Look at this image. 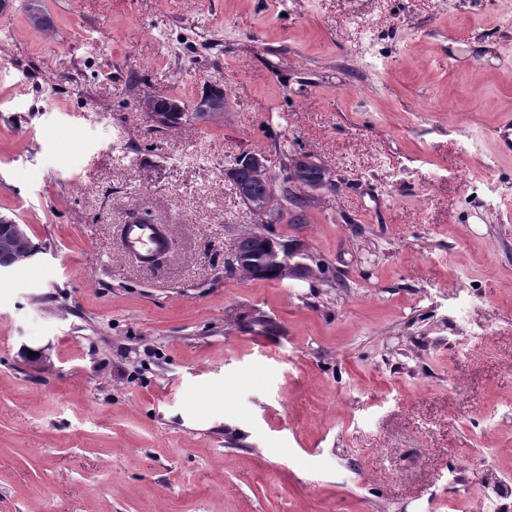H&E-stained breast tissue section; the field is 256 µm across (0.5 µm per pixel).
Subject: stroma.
Listing matches in <instances>:
<instances>
[{
    "instance_id": "1",
    "label": "stroma",
    "mask_w": 512,
    "mask_h": 512,
    "mask_svg": "<svg viewBox=\"0 0 512 512\" xmlns=\"http://www.w3.org/2000/svg\"><path fill=\"white\" fill-rule=\"evenodd\" d=\"M41 5L0 11V216L41 248L0 276V512H512V0ZM210 81L222 124L149 132ZM253 150L338 178L269 227L304 277L224 270ZM121 238L126 252L141 258H148L162 250L167 240L162 225L137 221L122 225Z\"/></svg>"
}]
</instances>
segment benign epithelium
Masks as SVG:
<instances>
[{"label":"benign epithelium","instance_id":"1","mask_svg":"<svg viewBox=\"0 0 512 512\" xmlns=\"http://www.w3.org/2000/svg\"><path fill=\"white\" fill-rule=\"evenodd\" d=\"M229 107V100L225 96L211 98L200 95L196 98L193 107L195 123L219 125L224 122V112L228 111ZM138 108L147 115L155 128L164 126V118L160 112L177 114L184 111L182 101L175 97L168 98L165 106L161 107L156 98L148 96L139 101ZM306 162L307 158L304 156L288 160V192L295 194L301 190L313 193L336 184L335 175L326 169L323 170L319 181H310L305 172ZM243 169L249 171V178L240 177V171ZM272 175L273 169L269 163V157L261 151L243 152L224 169V177L235 186L239 199L264 225L274 222L276 207L272 206L266 197L258 195L255 187L268 181ZM4 252L16 253L19 264L22 265L38 254L40 248L34 244L28 225L18 224L0 216V253ZM261 261L276 266L279 278L282 280L307 273V270L302 268L301 262L293 260V255L288 252V249L278 247L268 250L260 260L257 259L256 254L236 248L227 254L225 266L236 275L251 277L257 273V265Z\"/></svg>","mask_w":512,"mask_h":512}]
</instances>
